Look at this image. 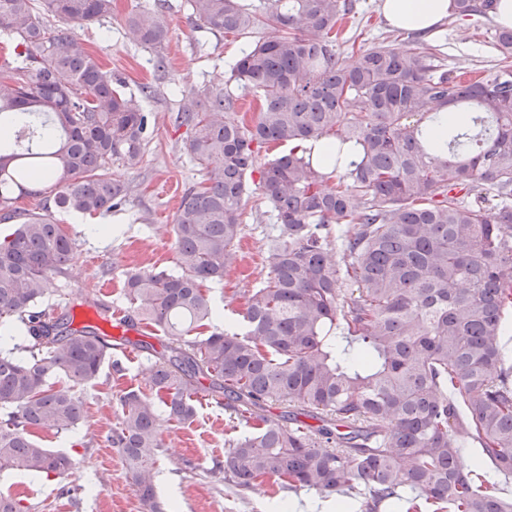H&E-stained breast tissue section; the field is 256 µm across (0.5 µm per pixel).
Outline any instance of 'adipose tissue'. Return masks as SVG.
<instances>
[{
	"mask_svg": "<svg viewBox=\"0 0 512 512\" xmlns=\"http://www.w3.org/2000/svg\"><path fill=\"white\" fill-rule=\"evenodd\" d=\"M380 11L396 29L426 35L454 13L453 0H380Z\"/></svg>",
	"mask_w": 512,
	"mask_h": 512,
	"instance_id": "adipose-tissue-1",
	"label": "adipose tissue"
}]
</instances>
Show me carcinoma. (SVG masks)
<instances>
[{"mask_svg":"<svg viewBox=\"0 0 512 512\" xmlns=\"http://www.w3.org/2000/svg\"><path fill=\"white\" fill-rule=\"evenodd\" d=\"M186 4L215 36L272 35L241 51L226 86L185 97L184 151L203 180L173 225L178 270L125 282L140 320L169 339L150 366L153 396L127 392L110 438L141 502L164 510L158 407L192 420L202 375L245 428L220 465L242 489L276 478L340 497L342 512H411L410 488L435 512H512L493 483L459 466L461 442L473 437L512 475V365L501 345L512 308V28L497 32L503 65L467 82L402 41L341 62L336 36L354 0ZM112 6L0 0V44L13 51V83L0 84V124L13 130L0 142V220L16 222L0 242V470L68 474L73 458L41 447L33 430L78 425L77 388L112 350L93 327L37 309L58 291L74 248L52 210L111 211L130 186L110 165L136 168L149 143L148 116L130 108L122 82L78 34L112 18ZM454 6L486 15L496 0ZM164 9L129 17L140 44L167 42ZM234 85L256 102L250 125L228 114ZM435 102L460 118L444 159L419 137ZM326 136L361 146L360 162L341 172L313 161L304 144ZM271 144L288 152L258 165ZM255 172L275 218L269 277L220 329L205 288L237 261ZM24 196L42 198V212L13 207ZM268 402L287 405L288 419L265 414Z\"/></svg>","mask_w":512,"mask_h":512,"instance_id":"1","label":"carcinoma"}]
</instances>
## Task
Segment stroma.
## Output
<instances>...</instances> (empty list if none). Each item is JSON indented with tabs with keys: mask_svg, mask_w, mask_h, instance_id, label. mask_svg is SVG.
<instances>
[{
	"mask_svg": "<svg viewBox=\"0 0 512 512\" xmlns=\"http://www.w3.org/2000/svg\"><path fill=\"white\" fill-rule=\"evenodd\" d=\"M156 0H114L109 22L92 25L80 35L105 71L125 80V94L132 106L151 119L150 142L138 168L113 163V178L130 184L128 200L117 210L90 216L55 212L59 224L72 235L75 249L60 281L59 293L45 302L46 308L68 314L74 328L91 326L101 335L112 334V311L126 309L128 273L151 269L172 270L177 253L172 232L186 189L203 178L201 169L183 149L185 127L177 126L181 90L224 83L230 65L239 57L245 38L236 35H205L192 17L185 0H167L169 39L162 52L165 72L155 66V50L143 47L129 33L131 14L153 7ZM357 23L346 28L336 46L340 59H349L352 48L368 49L394 41L379 10V0H356ZM496 24L490 16L476 14L448 20L432 36L413 37L411 45L434 49L441 68L449 76L481 74L495 66L500 54L493 44ZM153 84L154 97H144L141 84ZM258 189H251L238 245V262L210 295L226 320H234L244 297L268 278L263 229L270 223ZM118 226L105 239L87 232L90 224ZM137 348L133 356L112 352L97 377L81 386L86 400L85 417L75 429L56 433L39 430L35 438L44 447L69 453L75 465L66 479H32L15 471L0 472V492L22 498L29 512H147L127 477L125 463L107 438L122 414L121 397L135 390L150 393L148 369L153 355L164 352L167 336L131 331ZM193 421L168 418L160 422L163 446L157 455L158 496L172 512H289L293 502H322V512H336L335 498L318 499L307 490L290 491L280 482L267 480L252 489L225 481L217 462L224 459V445L241 431L226 408L223 395L200 378Z\"/></svg>",
	"mask_w": 512,
	"mask_h": 512,
	"instance_id": "stroma-1",
	"label": "stroma"
}]
</instances>
